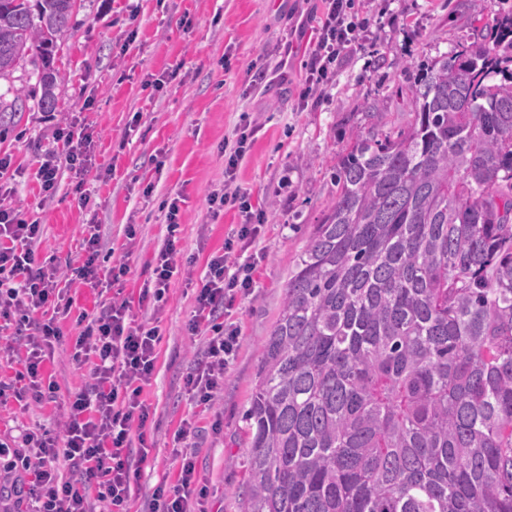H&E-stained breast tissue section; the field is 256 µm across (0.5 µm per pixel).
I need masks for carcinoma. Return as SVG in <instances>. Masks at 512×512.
Segmentation results:
<instances>
[{
    "mask_svg": "<svg viewBox=\"0 0 512 512\" xmlns=\"http://www.w3.org/2000/svg\"><path fill=\"white\" fill-rule=\"evenodd\" d=\"M84 2L0 0V80L30 63L43 111ZM494 40L422 66L406 126L367 112L339 155L263 343L240 512H512L511 17Z\"/></svg>",
    "mask_w": 512,
    "mask_h": 512,
    "instance_id": "obj_1",
    "label": "carcinoma"
}]
</instances>
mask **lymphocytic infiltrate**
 Instances as JSON below:
<instances>
[{
	"label": "lymphocytic infiltrate",
	"instance_id": "lymphocytic-infiltrate-1",
	"mask_svg": "<svg viewBox=\"0 0 512 512\" xmlns=\"http://www.w3.org/2000/svg\"><path fill=\"white\" fill-rule=\"evenodd\" d=\"M352 9L351 0H323L322 25L309 55L301 100H308L312 89L331 79L341 52L358 47L361 25ZM57 138L58 146L44 154L36 172L41 191L48 195L56 188L61 164L83 170L89 161L84 133L68 127L60 130ZM208 204L216 212L228 205L238 206L245 221L236 237L225 241L223 254L207 263L189 325L190 331L203 327L209 334L205 362L185 383L191 400L200 405L213 404L224 386V370L238 347L236 330L218 323L217 317L233 306L238 294L253 286L255 257L246 256L233 267L227 265L226 257L260 231L250 204L240 193H212ZM178 212L177 205H169L168 236L153 270V289L142 293V301L163 302L178 271ZM41 237L39 224L27 222L13 208L0 204V320L19 329L29 325L37 329L26 339L27 355L18 374L27 381V392L35 402L56 393V384L43 377L44 351L60 340L57 321L70 312L57 271H46L36 263L34 247ZM128 310L127 302L112 303L88 323L76 341V360L91 362L92 368L87 388L67 403L64 445L35 431L23 433L22 449L0 443V467L12 474L14 484L26 486L35 512H96L101 503L121 512L139 477L140 467L133 463L129 449L130 434L133 424H146L149 418L140 396L154 374L159 334L157 327L127 323ZM61 458L69 461L71 478L59 475L56 462ZM206 495L195 464L187 457L175 485L156 487L148 512H205Z\"/></svg>",
	"mask_w": 512,
	"mask_h": 512
}]
</instances>
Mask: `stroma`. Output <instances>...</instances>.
<instances>
[{"label": "stroma", "mask_w": 512, "mask_h": 512, "mask_svg": "<svg viewBox=\"0 0 512 512\" xmlns=\"http://www.w3.org/2000/svg\"><path fill=\"white\" fill-rule=\"evenodd\" d=\"M355 12L365 24L360 48L339 59L331 83L305 109L299 93L321 0H85L56 58L55 111L37 108L40 88L29 70L14 72L25 107L0 125V156L12 159L0 184L10 190L6 205L42 226L38 264L81 266L83 227L92 224L101 239V269L122 262L128 272L95 288L63 277L72 307L43 362L56 398L0 402V437L39 429L62 436L66 402L87 381L86 366L74 359L78 318H94L119 296L129 301L135 322L158 324L161 336L154 376L142 394L149 408L144 438L132 443L149 454L132 484L128 512H145L156 486L176 484L186 453L208 487V512H239L248 448L244 413L261 344L279 314L288 274L336 194L332 173L341 151L363 131L366 107L405 125L418 67L459 42L489 41L496 21L512 15V0H356ZM406 62L411 70H403ZM260 71L267 77L258 83ZM153 79L160 88H150ZM244 119L254 134L235 184L264 214L249 247L263 259L252 292L239 296L226 316L238 329L239 346L224 389L215 404L197 406L185 382L206 340L188 330L199 278L241 222L236 210L212 212L207 200L224 185V143L235 139ZM68 125L89 134L92 165L85 173L61 166L47 197L35 172L54 147L56 130ZM166 200L179 207L180 272L157 313L140 295L167 238ZM131 224L133 240L126 235ZM187 420L195 432L183 439Z\"/></svg>", "instance_id": "1"}]
</instances>
